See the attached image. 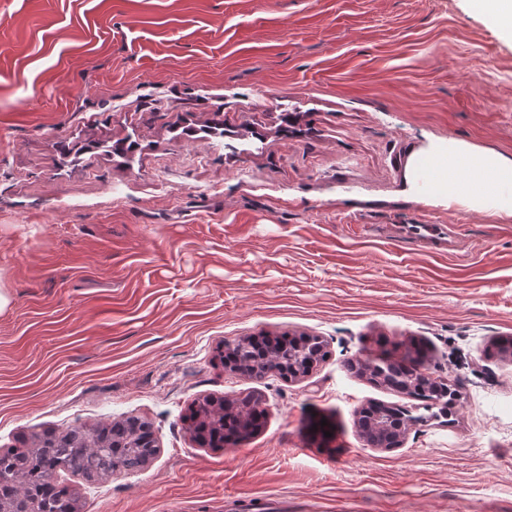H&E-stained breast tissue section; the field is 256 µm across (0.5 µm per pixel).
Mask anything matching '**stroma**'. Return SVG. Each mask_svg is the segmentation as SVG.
<instances>
[{
    "label": "stroma",
    "instance_id": "1",
    "mask_svg": "<svg viewBox=\"0 0 512 512\" xmlns=\"http://www.w3.org/2000/svg\"><path fill=\"white\" fill-rule=\"evenodd\" d=\"M450 140L512 157V37L471 0H0V448L148 421L149 467L59 472L80 512H512V216L421 202ZM285 332L325 342L308 376L226 372ZM414 344L454 421L372 448L358 411L413 401L353 364ZM245 395L254 436L192 440ZM266 344V338L264 337H245L243 339L234 340L232 343H225V355L223 357L224 363H226V357L229 350L234 352V356H236L234 360L233 368L231 370H238L240 373L245 376L253 379H262L266 376L265 372V362L261 360H253L250 352L254 350L257 346L261 345V343ZM248 348L250 350H248ZM227 351V352H226Z\"/></svg>",
    "mask_w": 512,
    "mask_h": 512
}]
</instances>
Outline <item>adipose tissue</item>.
Segmentation results:
<instances>
[{
    "label": "adipose tissue",
    "instance_id": "1",
    "mask_svg": "<svg viewBox=\"0 0 512 512\" xmlns=\"http://www.w3.org/2000/svg\"><path fill=\"white\" fill-rule=\"evenodd\" d=\"M446 161L432 198L477 212L512 216V158L494 151L476 152L451 141L438 150Z\"/></svg>",
    "mask_w": 512,
    "mask_h": 512
}]
</instances>
